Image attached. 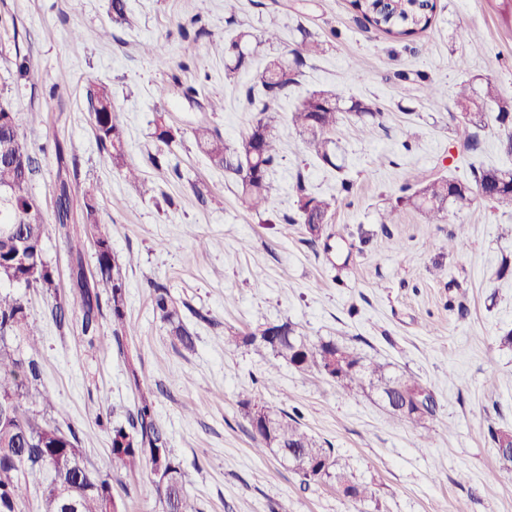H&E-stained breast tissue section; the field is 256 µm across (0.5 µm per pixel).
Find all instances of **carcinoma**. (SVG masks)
I'll return each instance as SVG.
<instances>
[{"label":"carcinoma","mask_w":512,"mask_h":512,"mask_svg":"<svg viewBox=\"0 0 512 512\" xmlns=\"http://www.w3.org/2000/svg\"><path fill=\"white\" fill-rule=\"evenodd\" d=\"M350 6L365 28H372L394 41H412L431 26L436 0H350ZM289 54L267 59L255 85L248 88L246 97L257 112L248 133L236 145L224 141L217 130L199 127L194 130L197 147L210 165L230 174L238 195L247 209L264 213L274 210L269 173L279 159L278 137L272 124V105L293 97L299 77L307 61L323 52L322 43L306 31ZM278 34L266 30L260 36L241 32L221 52L231 59L227 74L235 75L248 69L253 61L250 45L253 42L273 43ZM96 138L106 150L112 165L125 176L137 177L136 169L125 160L124 132L117 121L110 90L103 86L87 90ZM341 95L334 90L307 93L295 106L291 123L304 139L314 157L335 169L337 138L341 112L347 111L367 123L382 117L375 104L359 99L340 107ZM494 104L500 125H512V98L501 96L499 88L486 81L480 91L462 86L455 94L456 115L452 119L461 126L463 148L472 156L482 149L479 131L485 129L484 108ZM178 130L171 126L165 113H157L153 136L157 142L170 145ZM35 159L22 140L15 117L0 112V187L8 190L9 199L0 201V512H25L30 493L29 478L43 474L38 483L39 512H123L122 504L112 496V480H120L123 472L132 473L148 467L154 476L156 493L163 512H198L185 487L184 474L168 447V437L158 421L153 400L141 395L128 426L110 429L112 465L115 477L103 476L90 468L78 446L74 430L63 431L52 416L54 407L47 397L35 388L41 375L38 353L23 354L16 340L34 335L28 305L21 295L4 291V285L25 288L55 287L53 273L43 258V241L47 232L41 207L30 192L35 173ZM294 224H304L310 234L308 242L321 238L323 225L336 210V198L327 199L310 191L298 174L295 177ZM401 195L382 214L380 224L396 223L405 205H411L425 216V223L439 224L444 218L448 200L465 203L473 196L494 204L512 205V169H473V180L437 177L400 188ZM58 233L73 259L72 286L69 293L56 299L51 308L55 323L63 328L75 326L83 343L90 349L108 341L123 351L126 336L127 297L123 267L112 252V232L107 224L97 222V201L86 196L82 204L83 228L71 227L70 187L60 180L56 213ZM85 235L96 247V271L87 275L83 268L82 252L74 238ZM153 288V310L168 325L169 335L178 347L188 353L196 349L194 331L183 319L185 302L172 297L169 290L157 283ZM112 321V336L100 333L105 317ZM229 343L258 345L271 351L274 358L302 371L314 370L322 375L336 361V348H341L343 376L336 388L349 394L366 386L374 389L397 418L418 425L436 413L437 405L427 406L420 395L430 390L413 375L389 377L384 367L365 360L353 348L333 339L317 342L297 333L289 321L266 324L244 336H230ZM249 424L269 417L274 439L256 449L288 455V464L301 482L309 485L326 480L336 483L343 496L362 502L367 489L341 468L333 449L324 448L300 427L286 412L276 413L261 405L247 411ZM489 435L496 445L499 463L512 469V430L490 428Z\"/></svg>","instance_id":"cac0c4a2"}]
</instances>
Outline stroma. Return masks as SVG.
<instances>
[{"label":"stroma","instance_id":"35a3bbf8","mask_svg":"<svg viewBox=\"0 0 512 512\" xmlns=\"http://www.w3.org/2000/svg\"><path fill=\"white\" fill-rule=\"evenodd\" d=\"M498 0H437L431 27L412 42H394L356 21L349 0H239L235 24L224 0H127L125 23L111 0H0V105L14 113L36 160L30 188L48 224L44 258L56 291L26 288L40 347L39 391L72 428L86 460L112 474L109 428L124 426L140 392L155 414L200 512H512V469H502L490 428L512 429V206L481 199L451 208L439 224L404 207L399 223L381 228L380 211L400 188L424 176L471 177L475 166L512 169L502 127L487 116L481 152L469 156L448 119L464 80L497 82L512 97V28ZM275 28L280 42L262 45L251 71L226 76L214 43L238 32ZM325 51L302 69L297 96L333 89L344 99L376 103L384 117L340 123L337 167L317 161L290 125L293 101L277 106L280 164L271 176L276 218L246 211L232 178L199 152L201 123L237 143L254 114L244 89L267 54L294 48L301 31ZM165 47L170 69L142 51ZM437 90L425 99L424 83ZM112 92L125 130L126 160L155 188L143 194L125 180L96 139L86 91ZM198 88L186 97V87ZM219 98L220 112L208 101ZM42 116L31 124L30 113ZM178 130L167 146L154 141L157 113ZM162 153L155 168L148 154ZM78 162L72 199L98 198V221L112 227V250L124 260L129 331L126 354L110 346L85 351L75 329L50 316L68 293L71 257L56 228L58 155ZM310 189L338 198L324 227L329 244L308 242L295 212L296 172ZM352 183L340 190L341 179ZM464 227L468 241L449 252L448 236ZM161 284L219 324H195L192 353L177 350L152 305ZM466 316H459V309ZM291 321L310 340L336 339L390 374L420 378L437 403L434 417L413 427L393 417L374 391L340 393L314 372L280 364L266 384L271 356L225 335ZM137 358L141 390L127 381L126 355ZM283 410L353 477L372 500L352 503L329 483L301 484L274 453L256 455L244 399ZM125 512H162L153 476L141 469L113 483Z\"/></svg>","mask_w":512,"mask_h":512}]
</instances>
